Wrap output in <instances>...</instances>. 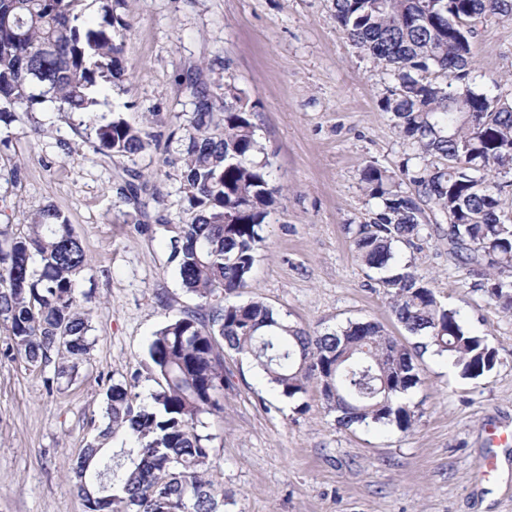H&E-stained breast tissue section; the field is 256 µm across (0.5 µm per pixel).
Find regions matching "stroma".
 <instances>
[{"instance_id": "1", "label": "stroma", "mask_w": 512, "mask_h": 512, "mask_svg": "<svg viewBox=\"0 0 512 512\" xmlns=\"http://www.w3.org/2000/svg\"><path fill=\"white\" fill-rule=\"evenodd\" d=\"M127 80L107 85L101 113L122 112L153 136L138 157L94 153L79 114L13 108L0 122V225L21 228L48 204L69 219L87 254L77 293L88 303L93 347L72 378L6 355L0 331V512H84L71 460L108 422V389L134 384L150 405L155 375L147 346L191 306L168 262L160 224L190 221L178 158L194 110L187 86L231 82L247 103L270 164L277 204L265 220L250 288L290 325L319 334L374 321L403 336L388 298L357 261L348 225L378 202L364 167L415 165L416 150L382 102L396 86L349 40L332 0H128ZM473 83L512 91V17H490L472 41ZM421 249L398 247L438 298L484 333L498 354L466 380L447 357L426 353L411 404L417 421L338 426L321 387L283 399L251 361L225 356L224 414L204 416L211 478L224 512H512V312L491 301L483 277L448 259V225L425 213ZM496 455L499 476L473 473Z\"/></svg>"}]
</instances>
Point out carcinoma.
Masks as SVG:
<instances>
[{
    "instance_id": "cac0c4a2",
    "label": "carcinoma",
    "mask_w": 512,
    "mask_h": 512,
    "mask_svg": "<svg viewBox=\"0 0 512 512\" xmlns=\"http://www.w3.org/2000/svg\"><path fill=\"white\" fill-rule=\"evenodd\" d=\"M82 0H0V116L20 104L49 103L84 116L93 150L124 159L147 151L150 134L122 113H99L100 82L124 81L127 0H98L89 24ZM336 22L399 88L384 100L420 162L400 182L368 165L362 182L380 200L366 224L351 229L358 261L380 273L404 342L372 321L317 334L294 327L261 300L224 296L247 287L262 226L276 204L264 148L252 112L229 83L224 107L196 87L179 158L188 224H162L169 262L193 308L158 330L148 346L157 388L152 405L123 385L107 393L108 424L70 470L85 512H224V490L210 479L211 435L202 416L224 413V352L259 367L279 393L292 398L320 382L339 425L370 423L411 430L415 411L404 395L422 376L428 349L452 360L463 379L493 370L497 352L485 335L467 329L457 310L438 299L413 265L396 261L400 244L420 248L424 206L448 220V257L486 277L485 292L512 311V210L501 196L512 173V101L470 86L474 33L464 22L512 16V0H333ZM35 63L36 78L22 64ZM87 265L68 218L48 205L25 232L0 229V329L12 351L31 365L57 362V374L91 348L89 297L76 294ZM116 437L123 462L107 448Z\"/></svg>"
}]
</instances>
